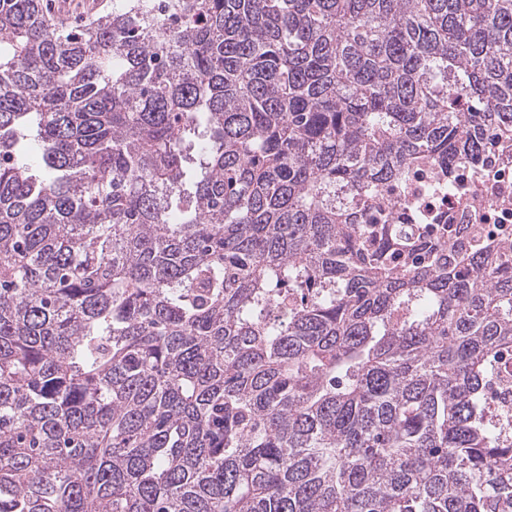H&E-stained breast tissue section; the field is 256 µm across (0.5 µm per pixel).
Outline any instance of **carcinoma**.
<instances>
[{
	"label": "carcinoma",
	"mask_w": 512,
	"mask_h": 512,
	"mask_svg": "<svg viewBox=\"0 0 512 512\" xmlns=\"http://www.w3.org/2000/svg\"><path fill=\"white\" fill-rule=\"evenodd\" d=\"M0 0V512H512V240L379 208L512 140V0ZM54 1H66V11L53 13ZM42 5L63 28L76 29L90 16L110 10L112 0H42ZM486 397L496 414L492 417L493 422L497 427L508 430L512 415V350L499 351L494 355Z\"/></svg>",
	"instance_id": "1"
}]
</instances>
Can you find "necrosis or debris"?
I'll list each match as a JSON object with an SVG mask.
<instances>
[{"instance_id": "necrosis-or-debris-1", "label": "necrosis or debris", "mask_w": 512, "mask_h": 512, "mask_svg": "<svg viewBox=\"0 0 512 512\" xmlns=\"http://www.w3.org/2000/svg\"><path fill=\"white\" fill-rule=\"evenodd\" d=\"M382 200L435 234L449 224H468L475 233L511 240L512 141H490L476 161L459 166L422 163L387 187ZM486 397L495 425L512 427V350L495 354Z\"/></svg>"}]
</instances>
